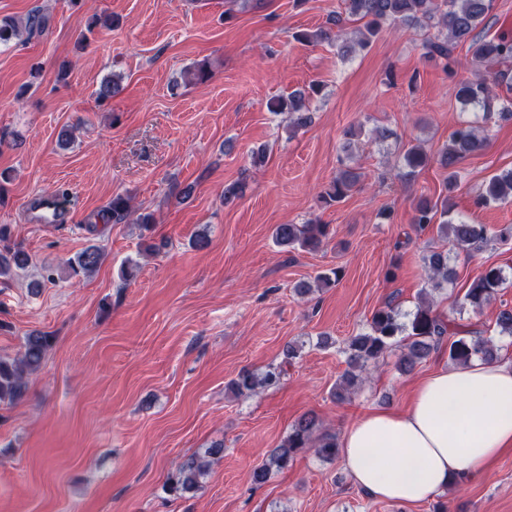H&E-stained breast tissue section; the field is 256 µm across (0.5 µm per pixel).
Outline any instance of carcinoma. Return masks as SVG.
I'll use <instances>...</instances> for the list:
<instances>
[{"mask_svg":"<svg viewBox=\"0 0 512 512\" xmlns=\"http://www.w3.org/2000/svg\"><path fill=\"white\" fill-rule=\"evenodd\" d=\"M344 8L336 12L330 24L342 30L351 21L363 22L359 30L357 44L365 48L382 28L410 24L419 28H434L438 34L427 39L423 48L425 55L443 62V68L454 67L455 50L461 43L468 45L473 72L471 76L459 80L453 93L456 100L465 108L479 107L484 116L493 114L502 120L512 119V99L499 96L493 88L500 85L512 86V35H497L488 38L478 31L494 8V0H343ZM43 19L40 13L29 14L23 23L12 19L0 20V45H6L21 36H32L40 30ZM121 90V78L114 75L104 80L97 98L106 101ZM309 97L298 91L288 100H278L270 104L273 112L288 111L295 116L294 123L302 126L310 121L308 115ZM488 145L487 137L470 122L461 123L449 136L448 144L438 154L437 159L425 152L422 147L412 145L402 156L400 176L410 179L424 170L433 161L448 169L446 190L453 193L459 183L458 166L461 161L474 153L483 151ZM359 174L346 169L334 179L321 195L322 201L331 206L343 201L356 188ZM512 198V169L493 175L485 189L477 195L476 202L481 206ZM414 229L422 232L425 228L440 221L441 230L453 246L465 251L478 250L487 242V229L481 224H469L448 216V198L432 201L419 197L413 205ZM131 216L129 199L121 194L112 196L109 205L97 213L98 222L120 224ZM327 224L309 222L307 224H278L274 228L275 243L283 249L315 251L329 238ZM102 250L91 245L86 247L69 262L72 274L78 276L93 271L101 264ZM30 256L9 244V228L0 225V279L4 280L17 270L26 269ZM428 271L432 287L437 289L454 280L455 270L450 265L448 252L433 251L427 256ZM507 281L505 271L490 266L474 280L464 293L459 311L479 312L496 294L498 288ZM453 337L448 343V360L457 367L468 365L475 356L487 361L498 358L499 348L493 337L462 317H443L438 314L428 300L421 301L416 310L401 321V313L388 305L375 311L369 322V330L350 337L345 352L348 369L336 384V395L344 398L357 389L363 381V373L368 366L379 361L394 348H400L399 366L401 371L410 372L429 354L438 349L445 336ZM52 337L44 333H32L24 338L23 352L17 359L0 357V403L11 404L24 395L25 375L38 371L51 347ZM283 370L272 367L263 373L242 371L229 384L228 388L236 395L254 394L262 388L279 382ZM316 416L305 413L298 417L280 445L270 451L267 458L253 470V481L263 484L273 471L288 467V463L300 452L311 450L324 460H334L339 454L336 436L315 435ZM224 453L219 444L207 449L202 457H190L179 467L177 474L167 485L173 494L190 492L196 489L212 463V458Z\"/></svg>","mask_w":512,"mask_h":512,"instance_id":"carcinoma-1","label":"carcinoma"}]
</instances>
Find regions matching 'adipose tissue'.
I'll use <instances>...</instances> for the list:
<instances>
[{
  "instance_id": "ef3b65f1",
  "label": "adipose tissue",
  "mask_w": 512,
  "mask_h": 512,
  "mask_svg": "<svg viewBox=\"0 0 512 512\" xmlns=\"http://www.w3.org/2000/svg\"><path fill=\"white\" fill-rule=\"evenodd\" d=\"M512 450V363L473 360L414 388L407 409H369L342 433L353 482L375 499L416 503Z\"/></svg>"
}]
</instances>
